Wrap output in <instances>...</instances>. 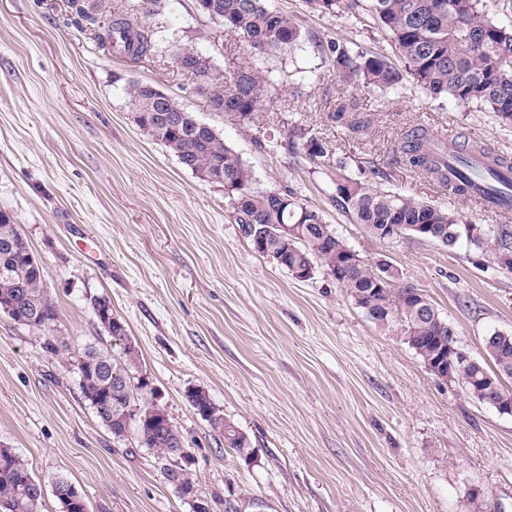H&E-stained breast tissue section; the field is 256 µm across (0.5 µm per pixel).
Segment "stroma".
<instances>
[{
	"instance_id": "35a3bbf8",
	"label": "stroma",
	"mask_w": 512,
	"mask_h": 512,
	"mask_svg": "<svg viewBox=\"0 0 512 512\" xmlns=\"http://www.w3.org/2000/svg\"><path fill=\"white\" fill-rule=\"evenodd\" d=\"M302 38L268 56L265 113L247 125L191 91L170 51L193 45L225 70L247 45L197 12L165 0L147 24L162 49L132 62L101 45L70 0H0V210L41 260L43 288L67 343L0 313V444L45 487L42 512H59L52 488L66 478L89 512H192L135 436L115 438L81 396L72 353L109 344L93 312L111 302L157 402L191 453L198 492L212 512L245 495L248 512H512V416L437 379L407 346L400 318L375 323L324 272L300 281L255 253L230 218L224 188L200 180L133 123L127 90L162 89L214 127L251 168L260 190H290L363 258L386 259L452 323L475 358L493 331L512 334V272L460 243L381 242L336 201L337 163L376 187L462 212L490 232L512 225L449 198L423 175L392 165L410 125L485 143L512 156V127L493 113L432 98L413 85L384 96L340 85L331 39L387 48L383 32L269 0ZM351 100L368 116L355 133L328 112ZM330 150L309 162L298 128ZM205 389L250 439L227 448L188 402Z\"/></svg>"
}]
</instances>
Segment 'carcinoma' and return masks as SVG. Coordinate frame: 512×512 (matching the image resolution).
<instances>
[{"instance_id": "cac0c4a2", "label": "carcinoma", "mask_w": 512, "mask_h": 512, "mask_svg": "<svg viewBox=\"0 0 512 512\" xmlns=\"http://www.w3.org/2000/svg\"><path fill=\"white\" fill-rule=\"evenodd\" d=\"M151 10L135 13H102L92 2L77 6V11L97 28L103 42L112 41V33L123 32L128 44L127 57L136 62L156 51L153 31L146 26V16L155 14L163 0H150ZM314 12L345 16L350 13V0H305ZM210 18L224 25V32L242 39L251 49L249 61L228 72H220L210 60L192 46L173 50L175 64L186 67L201 60L208 64L207 78L199 93L206 97L212 110L236 114L238 120L251 124L259 120L268 80L263 70L264 59L296 45L301 29L285 12L272 9L267 0H210ZM373 24L387 36L398 61L381 49H367L351 41H330L328 52L336 75L344 82L386 94L411 82L435 97H451L464 107L477 105L505 126H512V24H504L484 8L483 0H372ZM147 84L129 85L131 114L134 124L151 125L150 137L164 145L179 163L197 177L223 175L224 194L235 223L251 224L263 217L269 227L268 257L286 270L302 266L310 259L320 269L334 267L346 242L334 231L322 234L301 217L300 209L290 204L276 206L273 191L254 187L252 170L217 133L195 139L193 121L179 128L163 124L159 116L148 110L145 96ZM352 103H340L329 118L353 132L362 131L369 120L353 112ZM306 144L319 149H305L315 164L326 161L327 149L316 136L305 138ZM488 160V172L498 176L497 168L512 162L496 155L488 146H478ZM403 166L421 172L458 196L478 199L485 195L479 186L484 174L470 171L459 175L457 183L448 178V150L444 141L422 128L401 133L399 147ZM334 179L336 198L357 224L368 227L372 237L388 224H432L440 229L459 233L453 243L466 242L495 257L508 255L506 269L512 272V226L505 224L494 235L470 233L461 215L454 211L397 192L377 189L370 180L348 173L345 166H336ZM295 224L299 238L286 243L276 236L278 226ZM381 268L370 262L346 268L338 286L350 299L357 296L380 310L399 315L412 336V350L422 360L436 358L448 341L446 330L415 317L414 301L401 287L400 275L392 282L379 285ZM44 267L35 258L28 241L9 213L0 211V312L14 322L47 330L54 321H44L43 311L53 303L43 288ZM490 363L479 362L478 373H467L458 386L470 398L495 406L512 401V389L500 386L489 390L470 380L499 370L512 379V334L493 332ZM81 395L98 414L101 422L118 435L123 429L124 410L135 402L141 388L138 352L123 350L121 356L89 345L74 355ZM187 399L196 413L211 429L224 438V447L250 455V440L199 387L187 390ZM139 447L148 449L154 458H172L175 444L182 438L177 425L169 418L156 420L151 416L138 418L130 424ZM36 478L28 463L12 448H0V508L3 512H41L43 497L32 493Z\"/></svg>"}]
</instances>
